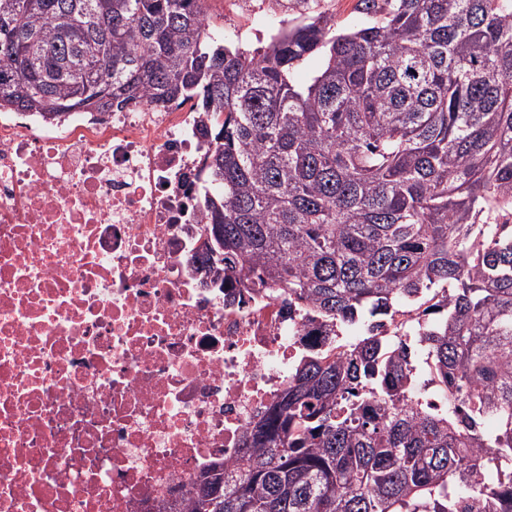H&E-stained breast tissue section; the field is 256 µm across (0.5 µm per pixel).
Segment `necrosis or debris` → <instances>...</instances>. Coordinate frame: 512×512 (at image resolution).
<instances>
[{
  "mask_svg": "<svg viewBox=\"0 0 512 512\" xmlns=\"http://www.w3.org/2000/svg\"><path fill=\"white\" fill-rule=\"evenodd\" d=\"M204 121L0 109V512H159L321 348L282 298L198 269Z\"/></svg>",
  "mask_w": 512,
  "mask_h": 512,
  "instance_id": "obj_1",
  "label": "necrosis or debris"
}]
</instances>
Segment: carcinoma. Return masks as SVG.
I'll return each instance as SVG.
<instances>
[{
	"mask_svg": "<svg viewBox=\"0 0 512 512\" xmlns=\"http://www.w3.org/2000/svg\"><path fill=\"white\" fill-rule=\"evenodd\" d=\"M318 2L248 53L205 0H0V108L194 101L205 270L327 336L167 512H512V0H356L350 29ZM443 289L421 379L381 329Z\"/></svg>",
	"mask_w": 512,
	"mask_h": 512,
	"instance_id": "carcinoma-1",
	"label": "carcinoma"
}]
</instances>
